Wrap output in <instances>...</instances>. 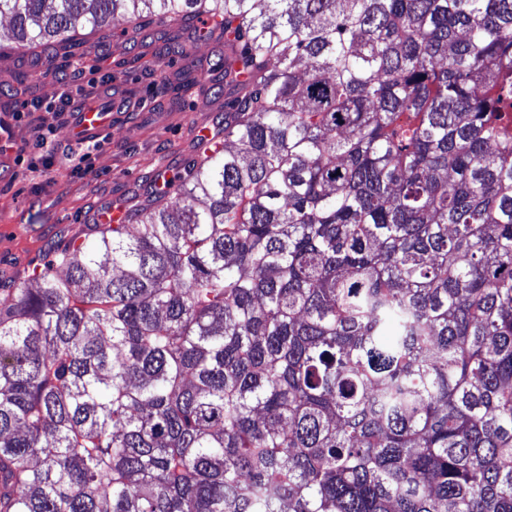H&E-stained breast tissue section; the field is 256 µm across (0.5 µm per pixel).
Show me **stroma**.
<instances>
[{"mask_svg": "<svg viewBox=\"0 0 512 512\" xmlns=\"http://www.w3.org/2000/svg\"><path fill=\"white\" fill-rule=\"evenodd\" d=\"M129 28L119 17L106 29H79L75 60L85 70L67 85L61 83L56 63L45 60L34 70L25 66L22 53L8 62L12 90L0 96V139L23 152L25 163L0 169V288L28 283L43 256L65 238H83L89 215L110 204L114 195L145 205L140 189L147 173L182 174L197 153V137L224 121V73L218 67L222 50L170 18L156 16L144 21L129 52L124 48ZM173 35L187 43L190 54L210 57L213 63L205 84L184 95L175 88L185 81L189 61L167 54L166 40ZM103 52L110 59L95 68ZM111 84L126 93L122 124L89 145L74 139L75 114L87 99L111 110L112 96L106 91ZM24 99L44 117V128L16 119ZM58 107L64 110L59 117L53 114ZM41 133L55 149L47 171L37 166L35 143ZM85 153L92 164L88 170L79 162Z\"/></svg>", "mask_w": 512, "mask_h": 512, "instance_id": "1", "label": "stroma"}]
</instances>
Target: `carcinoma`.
I'll return each mask as SVG.
<instances>
[{
    "instance_id": "carcinoma-1",
    "label": "carcinoma",
    "mask_w": 512,
    "mask_h": 512,
    "mask_svg": "<svg viewBox=\"0 0 512 512\" xmlns=\"http://www.w3.org/2000/svg\"><path fill=\"white\" fill-rule=\"evenodd\" d=\"M119 13L223 146L0 288V512H512V0H0Z\"/></svg>"
}]
</instances>
